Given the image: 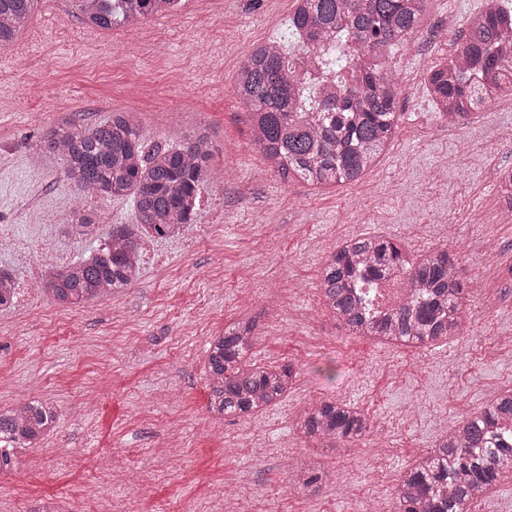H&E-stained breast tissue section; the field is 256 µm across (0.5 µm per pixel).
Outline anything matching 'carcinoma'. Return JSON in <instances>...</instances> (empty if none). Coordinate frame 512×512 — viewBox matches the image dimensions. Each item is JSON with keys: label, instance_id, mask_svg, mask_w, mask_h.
<instances>
[{"label": "carcinoma", "instance_id": "obj_1", "mask_svg": "<svg viewBox=\"0 0 512 512\" xmlns=\"http://www.w3.org/2000/svg\"><path fill=\"white\" fill-rule=\"evenodd\" d=\"M89 26L110 29L173 12L180 0H72ZM34 0H0V50L28 25ZM428 0H296L291 40L251 45L234 92L249 108L255 144L267 170L328 189L358 181L380 160L397 128L401 88L390 60L416 28ZM304 53L315 79L296 77L290 47ZM436 112L452 124L503 93H512V0H485L463 33L460 51L427 71ZM63 160L62 180L103 199L134 202L135 224L158 239L176 238L194 223L208 179V136L146 148L133 112L85 124L61 116L37 143ZM134 224H114L86 258L51 271L40 291L73 307L123 291L141 274ZM446 249L409 256L401 243L376 235L342 242L323 261L319 291L337 328L378 343L439 347L462 335L470 288ZM406 279L402 305L366 314L358 289L391 277ZM13 274L0 269V308L16 295ZM255 324L239 321L207 346L209 412L251 417L278 405L298 377L293 363L261 364L250 354ZM54 405L38 400L0 408V473L23 466L19 448H33L55 430ZM305 438L353 443L370 430L359 407L333 398L302 407ZM512 471V392L486 402L446 431L394 489L395 512H471ZM332 479L319 461L291 474L292 487L316 493Z\"/></svg>", "mask_w": 512, "mask_h": 512}]
</instances>
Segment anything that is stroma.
Wrapping results in <instances>:
<instances>
[{"mask_svg":"<svg viewBox=\"0 0 512 512\" xmlns=\"http://www.w3.org/2000/svg\"><path fill=\"white\" fill-rule=\"evenodd\" d=\"M484 0H429L391 61L399 76L398 130L360 181L330 191L261 168L249 109L234 95L242 52L283 38L294 0H184L179 11L124 27L126 42L76 18L69 0H35L0 60V235L49 242L69 260L89 254L111 225L134 219L131 200L87 198L61 179L62 162L36 156L57 112L93 123L138 112L146 145L207 130L210 179L199 224L205 244L154 241L163 268L144 266L121 293L70 308L24 297L0 310V408L38 399L56 406L55 432L24 449L23 469L0 474V501L32 512L60 498L70 512H213L229 487L243 512H373L391 507L390 480L441 433L512 390V220L494 175L512 168V96L464 125L434 112L424 71L453 55ZM70 208L97 229L37 225ZM399 240L408 254L448 247L471 289V329L447 346L387 352L327 319L317 282L324 256L348 236ZM252 319L261 363L294 362V388L258 417H212L206 345L219 328ZM337 398L366 409L361 441L334 448L297 436L299 404ZM269 448L255 458L250 444ZM339 480L303 498L288 467L305 454Z\"/></svg>","mask_w":512,"mask_h":512,"instance_id":"obj_1","label":"stroma"}]
</instances>
